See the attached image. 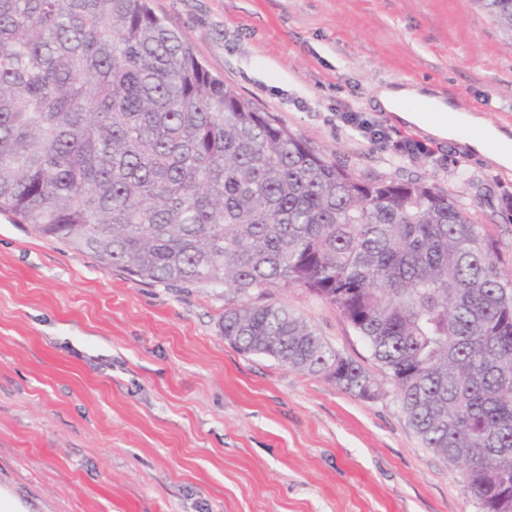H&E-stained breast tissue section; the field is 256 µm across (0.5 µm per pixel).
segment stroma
Instances as JSON below:
<instances>
[{
    "instance_id": "35a3bbf8",
    "label": "stroma",
    "mask_w": 512,
    "mask_h": 512,
    "mask_svg": "<svg viewBox=\"0 0 512 512\" xmlns=\"http://www.w3.org/2000/svg\"><path fill=\"white\" fill-rule=\"evenodd\" d=\"M208 69L328 159L422 178L499 241L512 271V170L393 123L376 86L429 84L512 128V47L476 0H151ZM381 125L371 140L340 115ZM413 139L425 154L396 152ZM287 306L382 372L335 306ZM233 296L104 269L0 215V512H480L454 465L422 447L392 386L355 398L240 354Z\"/></svg>"
}]
</instances>
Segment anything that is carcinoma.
Here are the masks:
<instances>
[{
  "label": "carcinoma",
  "instance_id": "carcinoma-1",
  "mask_svg": "<svg viewBox=\"0 0 512 512\" xmlns=\"http://www.w3.org/2000/svg\"><path fill=\"white\" fill-rule=\"evenodd\" d=\"M512 46V0H477ZM0 214L167 286L334 305L423 447L512 512V279L420 179L330 160L214 76L148 0H0ZM247 355L380 393L285 306L224 311Z\"/></svg>",
  "mask_w": 512,
  "mask_h": 512
}]
</instances>
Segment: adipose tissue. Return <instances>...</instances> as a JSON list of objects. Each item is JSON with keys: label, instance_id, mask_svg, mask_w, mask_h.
I'll use <instances>...</instances> for the list:
<instances>
[{"label": "adipose tissue", "instance_id": "1", "mask_svg": "<svg viewBox=\"0 0 512 512\" xmlns=\"http://www.w3.org/2000/svg\"><path fill=\"white\" fill-rule=\"evenodd\" d=\"M376 98L398 123L437 139L457 141L467 154L512 169V130L491 124L478 112L457 110L453 103L429 95L424 84L413 81L384 86Z\"/></svg>", "mask_w": 512, "mask_h": 512}]
</instances>
